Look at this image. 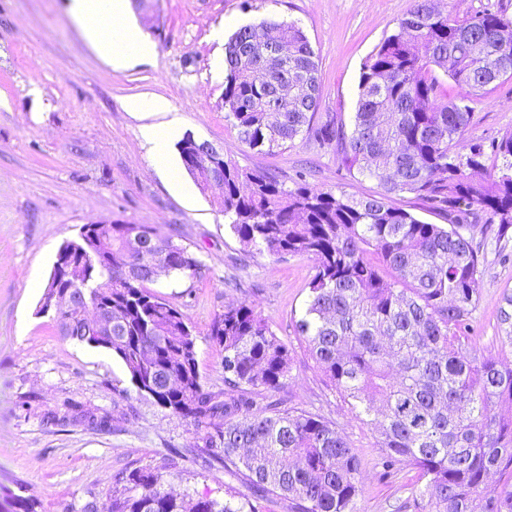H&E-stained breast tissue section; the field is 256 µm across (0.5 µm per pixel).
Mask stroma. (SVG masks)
I'll list each match as a JSON object with an SVG mask.
<instances>
[{"label":"stroma","instance_id":"obj_1","mask_svg":"<svg viewBox=\"0 0 512 512\" xmlns=\"http://www.w3.org/2000/svg\"><path fill=\"white\" fill-rule=\"evenodd\" d=\"M414 0H130L129 20L155 47L134 67L116 70L85 38L68 0H0V502L20 495L35 512H111L117 474L149 468L174 491L224 499L248 489L205 468L207 428H197L131 389L122 365L103 349L65 338L41 313L61 244L90 221L148 224L201 263L195 275L156 284L197 332L206 390L222 392L224 351L210 329L225 305L247 302L267 318L293 357L290 406L335 422L362 465L360 512H395L415 472L384 473L373 430L353 418L295 333L312 276L302 257L276 262L244 255L218 206L219 187L175 192L139 139L132 98H165L180 133L223 149L248 170L356 197L379 192L376 179L351 176L335 147L300 135L288 148L257 152L242 143L222 106L224 54L211 33L295 21L319 57L320 105L313 118L350 124L362 66L410 11ZM464 145L512 135V79L472 104ZM485 288L475 327L486 354L501 343L493 313L512 292V239L505 255L484 252ZM107 418V429L96 427Z\"/></svg>","mask_w":512,"mask_h":512}]
</instances>
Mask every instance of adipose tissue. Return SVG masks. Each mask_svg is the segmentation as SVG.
Here are the masks:
<instances>
[{"instance_id": "adipose-tissue-1", "label": "adipose tissue", "mask_w": 512, "mask_h": 512, "mask_svg": "<svg viewBox=\"0 0 512 512\" xmlns=\"http://www.w3.org/2000/svg\"><path fill=\"white\" fill-rule=\"evenodd\" d=\"M129 10L128 0H71L70 12L78 22L85 37L89 39L111 64L120 70L142 61L154 53L153 44L140 35L125 21ZM113 22V35L104 39L100 36L102 19ZM128 111L144 118L145 123L139 128L141 140L149 145L154 155L155 165L168 179L173 189H180L181 183L170 162L166 146L177 131L176 121L170 120V105L161 97L150 101L130 100Z\"/></svg>"}]
</instances>
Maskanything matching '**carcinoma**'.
Instances as JSON below:
<instances>
[{"label": "carcinoma", "instance_id": "obj_1", "mask_svg": "<svg viewBox=\"0 0 512 512\" xmlns=\"http://www.w3.org/2000/svg\"><path fill=\"white\" fill-rule=\"evenodd\" d=\"M288 46L277 60L269 48ZM224 109L251 149H283L306 132L336 145L349 173L374 178L363 197L320 189L296 175L287 185L267 171L224 160V221L250 257H305L314 275L295 331L347 410L377 433L380 464L417 473L416 512H512V363L481 350L473 327L484 288L474 244V210L497 225L495 245L512 228V135L486 152L457 151L473 112L469 102L512 79V18L487 12L465 23L435 0H414L365 61L350 129L334 119L311 125L320 99L319 60L295 21L240 27L225 44ZM288 74V92L277 86ZM461 90L451 99L440 76ZM414 194L448 212L429 224L390 204ZM139 224L94 220L61 245L80 265L73 286L86 308L112 306V344L135 392L199 428L212 459L246 484L251 496L196 500L165 488L157 472L135 469L116 479L123 498L112 512H260L255 502L286 499L292 512H358L361 462L324 417L287 406L292 357L269 322L246 302L224 306L210 336L224 350L227 391L204 388L197 338L187 316L151 285L192 276L201 263L169 237L151 240L152 262L139 260ZM61 328L70 311L46 290L40 312ZM501 344L512 346V294L496 313ZM265 403L260 404L257 398Z\"/></svg>", "mask_w": 512, "mask_h": 512}]
</instances>
